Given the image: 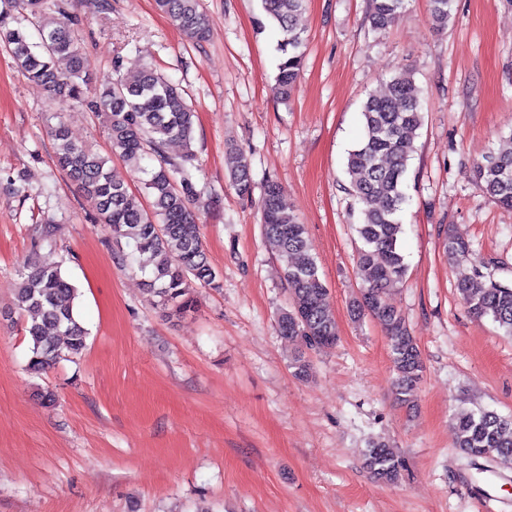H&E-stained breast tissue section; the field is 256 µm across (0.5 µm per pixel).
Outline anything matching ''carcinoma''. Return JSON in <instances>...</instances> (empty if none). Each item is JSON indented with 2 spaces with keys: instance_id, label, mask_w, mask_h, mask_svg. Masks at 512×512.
Here are the masks:
<instances>
[{
  "instance_id": "carcinoma-1",
  "label": "carcinoma",
  "mask_w": 512,
  "mask_h": 512,
  "mask_svg": "<svg viewBox=\"0 0 512 512\" xmlns=\"http://www.w3.org/2000/svg\"><path fill=\"white\" fill-rule=\"evenodd\" d=\"M305 0H261L267 19L275 23L281 39L278 50L276 89L280 99H290L300 76L305 37L298 17ZM406 0H369L373 30L383 32L405 9ZM189 41L201 43L209 34V22L200 11L199 0H155ZM430 18L438 31L452 20V0H430ZM31 17L39 41H30L21 26L9 25V14L0 10V44L27 78L44 86L63 103H80L104 118L111 153L131 163L146 175L144 191L149 207L127 186L112 178L108 159L72 139L63 121L51 128L56 142L58 165L83 191L98 221L112 231V237L133 243L150 268L145 280L147 293L172 316L182 317L196 310V300L185 288L191 276L208 288L221 287L220 276L209 264L199 225L191 205L197 191L187 163L195 132V112L187 104L178 84L152 67L120 73L93 97L86 95L88 78L79 51L74 22L47 15L44 0H8ZM385 91L371 95L363 105V137L348 152V193L360 205L354 229L362 241L356 267L362 287L353 301L354 317L366 315L385 330L394 377L396 399L414 403L425 365L415 336L405 318L389 302L390 291L402 284L408 265L400 248L403 224L399 215L409 201L406 177L412 143L423 123L420 97L411 73L395 74L385 82ZM178 141L186 148L184 163L165 158L168 143ZM159 157V165H141L146 151ZM473 179L498 205L512 209V137L503 141L486 161L473 168ZM229 182L236 193L249 197L253 191L249 160L233 158ZM262 234L266 245L283 263L288 283L289 305L277 317L279 333L297 346L290 363L300 380L312 376V364L305 350L320 349L337 342L336 321L328 305V288L321 279L305 225L283 203V188L266 181L261 199ZM448 259L473 252L471 242L454 226L445 236ZM12 307L3 312L26 316L31 357L28 369L38 374L58 360L75 357L86 347L87 330L76 310V288L57 265L30 262L19 273ZM456 289L469 311L477 318L489 316L512 336V283L487 280L479 268L460 279ZM456 447L473 457L509 464L512 462V417L495 411H459L455 414ZM364 465L382 484H395L404 462L384 442L370 444Z\"/></svg>"
}]
</instances>
